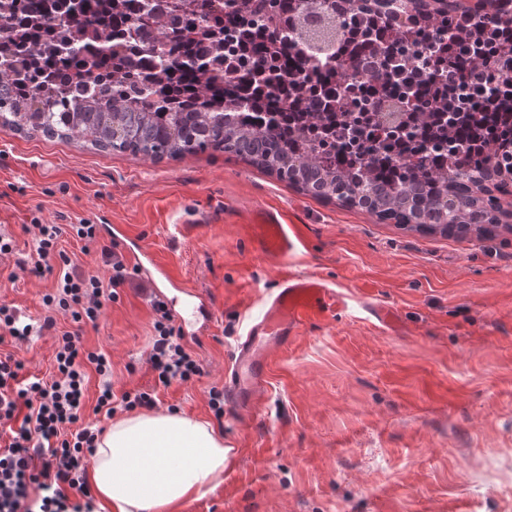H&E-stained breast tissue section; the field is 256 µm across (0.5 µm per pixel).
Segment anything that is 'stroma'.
<instances>
[{"instance_id": "stroma-1", "label": "stroma", "mask_w": 512, "mask_h": 512, "mask_svg": "<svg viewBox=\"0 0 512 512\" xmlns=\"http://www.w3.org/2000/svg\"><path fill=\"white\" fill-rule=\"evenodd\" d=\"M258 206L279 211L297 244L286 263L247 235ZM36 213L100 224L136 268L83 340L110 356L115 393L156 389L162 410L215 422L209 391L223 387L237 340L282 276L321 277L341 297L277 348L252 412L225 405L224 478L174 512H512V228L424 235L221 153L153 161L0 132V232L17 252L33 249ZM183 286L209 311L180 328L203 374L160 387L149 296L177 310ZM52 287L0 257V303L31 322H42ZM57 331L0 351L50 377Z\"/></svg>"}]
</instances>
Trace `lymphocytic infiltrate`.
<instances>
[{"label": "lymphocytic infiltrate", "instance_id": "obj_1", "mask_svg": "<svg viewBox=\"0 0 512 512\" xmlns=\"http://www.w3.org/2000/svg\"><path fill=\"white\" fill-rule=\"evenodd\" d=\"M36 229L35 260H20L22 269L35 275L56 274L54 292L46 294L49 310L41 326H56L55 313L69 314L73 330L63 331L55 353V378L24 377L22 361L13 354L0 355V427L9 436L0 445V512H90L93 496L87 467L101 433L84 420L87 367L103 376L96 412L112 415L116 407L127 410L153 408L152 391L115 394L109 379L112 364L105 353L84 347L82 330L97 325L104 301H115L118 290L132 282L133 274L115 246H100V229L84 219L71 225L72 236L87 246H100L108 266L107 278L76 272L68 254L59 249L66 231L57 224L32 217ZM154 312L149 363L158 384L189 383L202 374L198 360L181 342L179 330L166 303L153 299ZM37 498H30V489Z\"/></svg>", "mask_w": 512, "mask_h": 512}]
</instances>
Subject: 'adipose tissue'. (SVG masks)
I'll return each mask as SVG.
<instances>
[{"mask_svg":"<svg viewBox=\"0 0 512 512\" xmlns=\"http://www.w3.org/2000/svg\"><path fill=\"white\" fill-rule=\"evenodd\" d=\"M224 437L176 411L118 417L91 458L94 512H172L224 477Z\"/></svg>","mask_w":512,"mask_h":512,"instance_id":"obj_1","label":"adipose tissue"}]
</instances>
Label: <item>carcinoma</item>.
<instances>
[{"label":"carcinoma","instance_id":"obj_1","mask_svg":"<svg viewBox=\"0 0 512 512\" xmlns=\"http://www.w3.org/2000/svg\"><path fill=\"white\" fill-rule=\"evenodd\" d=\"M430 0H0V131L152 160L233 155L426 235L492 237L512 97L459 59L512 60V15Z\"/></svg>","mask_w":512,"mask_h":512}]
</instances>
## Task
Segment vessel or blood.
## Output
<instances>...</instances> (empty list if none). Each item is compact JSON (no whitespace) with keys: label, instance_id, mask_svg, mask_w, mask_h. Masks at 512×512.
Returning a JSON list of instances; mask_svg holds the SVG:
<instances>
[{"label":"vessel or blood","instance_id":"vessel-or-blood-1","mask_svg":"<svg viewBox=\"0 0 512 512\" xmlns=\"http://www.w3.org/2000/svg\"><path fill=\"white\" fill-rule=\"evenodd\" d=\"M246 229L266 259H287L295 249L287 224L277 214L255 209ZM335 303V296L318 277L291 275L280 280L263 315L250 321L245 336L239 340L234 361L224 373L228 396L255 404L265 383L272 347L279 345L302 321L328 311Z\"/></svg>","mask_w":512,"mask_h":512}]
</instances>
